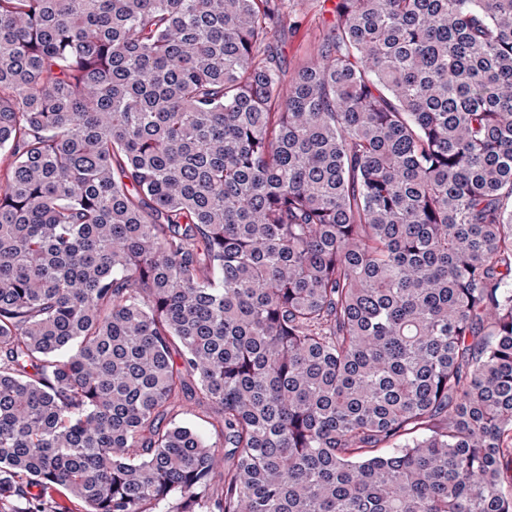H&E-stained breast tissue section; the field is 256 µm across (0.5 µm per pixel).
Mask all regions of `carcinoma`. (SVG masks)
<instances>
[{
	"label": "carcinoma",
	"instance_id": "obj_1",
	"mask_svg": "<svg viewBox=\"0 0 512 512\" xmlns=\"http://www.w3.org/2000/svg\"><path fill=\"white\" fill-rule=\"evenodd\" d=\"M293 8L0 0V512H512V0ZM298 15L277 31L272 46L282 55L283 69L288 75L310 57L322 37L324 15L323 0H303ZM178 408L176 421L195 425L211 442L221 443L214 428L207 422L213 421L209 416L212 414L205 409L198 407L193 401H185Z\"/></svg>",
	"mask_w": 512,
	"mask_h": 512
}]
</instances>
